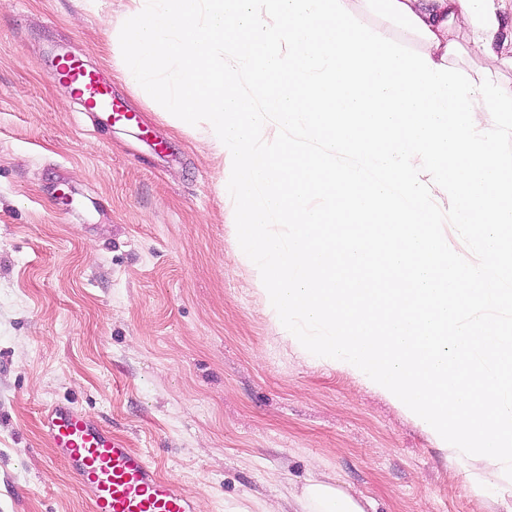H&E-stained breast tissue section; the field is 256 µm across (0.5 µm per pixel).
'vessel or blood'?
Wrapping results in <instances>:
<instances>
[{"label": "vessel or blood", "instance_id": "b4317fda", "mask_svg": "<svg viewBox=\"0 0 512 512\" xmlns=\"http://www.w3.org/2000/svg\"><path fill=\"white\" fill-rule=\"evenodd\" d=\"M52 65L54 75L74 87L82 111L110 121L124 119L108 87L83 61L60 47ZM42 429L56 457L85 491L89 512H197L191 494L161 479L142 452L92 421L75 402L49 406Z\"/></svg>", "mask_w": 512, "mask_h": 512}]
</instances>
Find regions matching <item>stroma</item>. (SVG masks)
Segmentation results:
<instances>
[{"instance_id":"1","label":"stroma","mask_w":512,"mask_h":512,"mask_svg":"<svg viewBox=\"0 0 512 512\" xmlns=\"http://www.w3.org/2000/svg\"><path fill=\"white\" fill-rule=\"evenodd\" d=\"M128 0H0V512H89L42 436L71 400L198 512H299L313 476L366 512H512V480L443 448L359 376L283 339L236 257L218 156L126 81ZM65 46L137 124L94 127Z\"/></svg>"}]
</instances>
